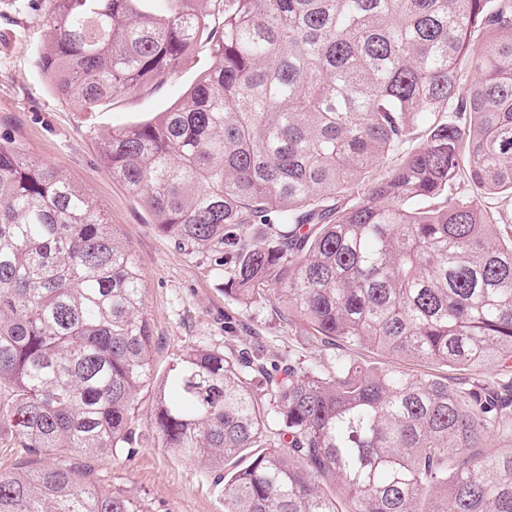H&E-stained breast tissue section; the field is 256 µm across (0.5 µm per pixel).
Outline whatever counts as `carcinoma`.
<instances>
[{"mask_svg":"<svg viewBox=\"0 0 512 512\" xmlns=\"http://www.w3.org/2000/svg\"><path fill=\"white\" fill-rule=\"evenodd\" d=\"M139 2L46 0L38 66L95 112L199 63L207 34L189 93L99 135L158 231L231 266L246 308L275 296L326 346L457 380L362 358L270 371L198 345L157 387L162 447L216 472L224 512H339L326 480L350 512H512V380L482 375L512 371V225L459 180L512 198V0ZM476 29L488 38L463 71ZM152 348L134 255L56 168L0 140V421L16 444L138 447ZM0 512L141 510L64 463L0 474Z\"/></svg>","mask_w":512,"mask_h":512,"instance_id":"carcinoma-1","label":"carcinoma"}]
</instances>
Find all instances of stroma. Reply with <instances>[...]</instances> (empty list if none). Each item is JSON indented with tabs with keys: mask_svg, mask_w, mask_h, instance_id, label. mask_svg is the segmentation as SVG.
Here are the masks:
<instances>
[{
	"mask_svg": "<svg viewBox=\"0 0 512 512\" xmlns=\"http://www.w3.org/2000/svg\"><path fill=\"white\" fill-rule=\"evenodd\" d=\"M45 44L42 11L10 13L0 0V138L27 160L57 168L96 204L114 238L138 259L154 334L155 379H162L174 355L199 344L227 352L260 346L302 368L328 370L337 358L347 357V350L316 343L303 322L289 321L283 304L247 308L225 293L228 272L214 270L158 233L137 199L102 163L97 146L102 131L166 111L197 83L201 67L182 68L162 85L84 112L61 102L37 68ZM154 393L149 386L138 397L136 424L143 444L129 454L92 460L95 481L138 501L143 512H224L215 473L162 448L154 430Z\"/></svg>",
	"mask_w": 512,
	"mask_h": 512,
	"instance_id": "1",
	"label": "stroma"
}]
</instances>
